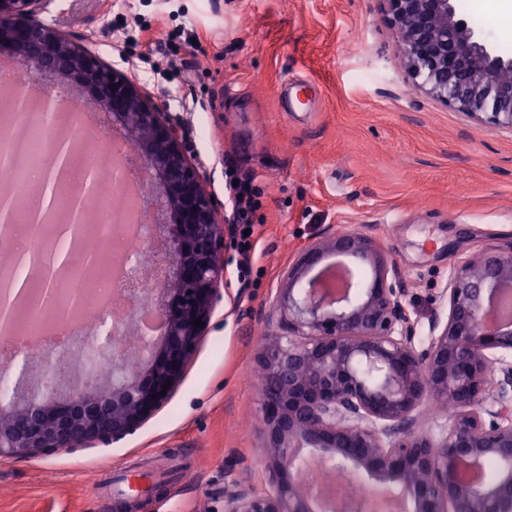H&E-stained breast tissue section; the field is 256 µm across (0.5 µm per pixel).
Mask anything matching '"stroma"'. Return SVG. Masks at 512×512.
<instances>
[{"mask_svg":"<svg viewBox=\"0 0 512 512\" xmlns=\"http://www.w3.org/2000/svg\"><path fill=\"white\" fill-rule=\"evenodd\" d=\"M494 48L512 39L489 0H455ZM40 22L126 71L181 126L217 200L250 173L249 274L224 251L223 298L169 401L110 444L0 458V512H122L115 488L146 473L161 493L141 512H224V486H270L250 382L279 274L323 233L350 227L396 262L412 319L453 266L512 243V130L417 90L378 0H44ZM319 86L281 109L289 81Z\"/></svg>","mask_w":512,"mask_h":512,"instance_id":"35a3bbf8","label":"stroma"}]
</instances>
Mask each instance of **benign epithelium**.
I'll return each mask as SVG.
<instances>
[{
  "label": "benign epithelium",
  "mask_w": 512,
  "mask_h": 512,
  "mask_svg": "<svg viewBox=\"0 0 512 512\" xmlns=\"http://www.w3.org/2000/svg\"><path fill=\"white\" fill-rule=\"evenodd\" d=\"M42 2L0 0V49L23 57L38 76L76 86L88 105L120 124L122 144H135L139 167L161 180L158 206L172 217L169 235L157 241L164 272L141 268L133 278L151 285L147 300L165 332L134 346L120 342L138 332L142 289L132 288L127 311L100 317L91 341L111 358L112 375L76 391L67 385L70 370L87 362L80 342L56 354L50 374L37 357L24 361L12 397L0 404V458L116 442L137 431L182 378L224 282L223 206L187 156L181 128L123 70L36 20ZM380 2L417 89L491 128L512 129V80L505 79L512 56L478 38L452 0ZM103 178L98 170L89 185L67 187L82 205L58 211L57 223H78L85 232L83 201ZM331 255L365 266V287L331 288L327 269L308 277ZM507 293L512 245L486 247L454 268L434 296L419 344L406 288L382 244L347 227L308 243L279 275L270 329L255 357L271 490L226 487L224 512H315L318 499L297 476L303 448L399 488L413 512H512V321L488 323ZM0 310L15 328L26 307L3 288ZM198 318L205 325L194 324ZM448 399L456 415L433 441L418 430L419 408ZM488 461L499 465L492 479ZM336 512H367V490L350 489Z\"/></svg>",
  "instance_id": "benign-epithelium-1"
}]
</instances>
